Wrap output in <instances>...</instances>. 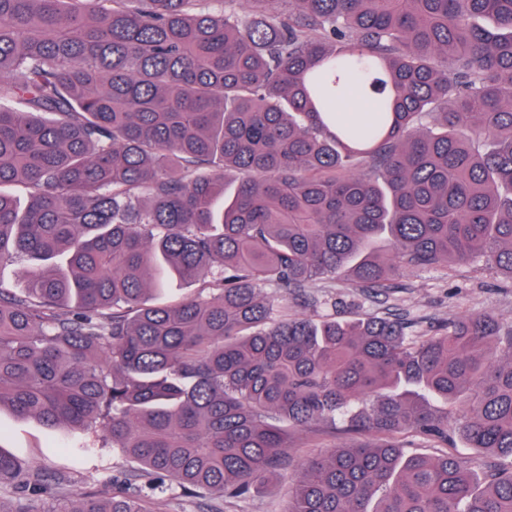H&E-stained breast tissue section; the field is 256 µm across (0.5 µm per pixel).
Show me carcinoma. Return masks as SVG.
I'll use <instances>...</instances> for the list:
<instances>
[{
  "label": "carcinoma",
  "mask_w": 512,
  "mask_h": 512,
  "mask_svg": "<svg viewBox=\"0 0 512 512\" xmlns=\"http://www.w3.org/2000/svg\"><path fill=\"white\" fill-rule=\"evenodd\" d=\"M210 2L0 0V265L27 261L23 294L0 284V406L221 497L340 419L379 442L308 461L289 512H512V468L480 462L512 459V324L275 320L260 294L512 279V0ZM172 275L206 295L163 300ZM454 433L474 453L400 443ZM5 480L42 489L0 448Z\"/></svg>",
  "instance_id": "obj_1"
}]
</instances>
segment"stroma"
<instances>
[{"instance_id":"35a3bbf8","label":"stroma","mask_w":512,"mask_h":512,"mask_svg":"<svg viewBox=\"0 0 512 512\" xmlns=\"http://www.w3.org/2000/svg\"><path fill=\"white\" fill-rule=\"evenodd\" d=\"M305 293L317 299V306L289 301V316L333 312L348 318L375 313L404 319L428 332L448 319L479 313L512 323V281L481 263L451 275L442 269L409 270L398 277L395 289L378 297L343 277L315 280ZM289 437L290 466L258 491L242 498L218 497L205 490L187 495L171 483L164 493L153 496L152 512H288V488L304 461L326 453L328 448L354 446L370 439L364 432L336 431L323 425L290 431ZM0 442L48 487L46 494L33 497L22 484L4 482L0 484V502L22 500L31 512H48L55 500L77 493L102 496L119 489L136 496L148 492L147 480L137 475L138 463L123 449L101 446L93 433L50 429L4 409L0 411Z\"/></svg>"}]
</instances>
